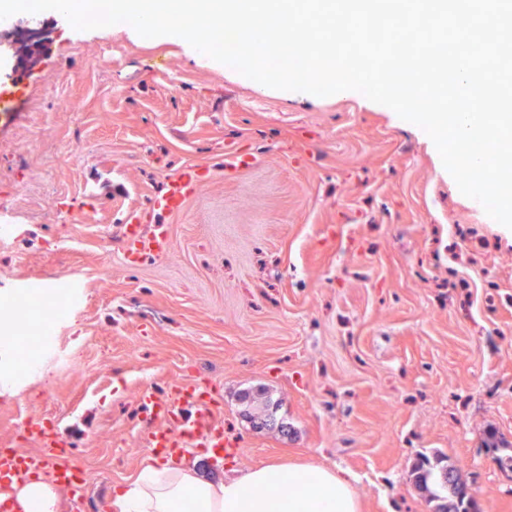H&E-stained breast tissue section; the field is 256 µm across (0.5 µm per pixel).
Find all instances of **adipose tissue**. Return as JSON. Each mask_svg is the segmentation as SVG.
<instances>
[{
	"mask_svg": "<svg viewBox=\"0 0 512 512\" xmlns=\"http://www.w3.org/2000/svg\"><path fill=\"white\" fill-rule=\"evenodd\" d=\"M18 512H53L56 492L41 479L13 486ZM115 512H360L352 476L341 469L271 463L215 480L187 461L153 460L118 488Z\"/></svg>",
	"mask_w": 512,
	"mask_h": 512,
	"instance_id": "ef3b65f1",
	"label": "adipose tissue"
}]
</instances>
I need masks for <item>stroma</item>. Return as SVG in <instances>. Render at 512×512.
<instances>
[{"label": "stroma", "mask_w": 512, "mask_h": 512, "mask_svg": "<svg viewBox=\"0 0 512 512\" xmlns=\"http://www.w3.org/2000/svg\"><path fill=\"white\" fill-rule=\"evenodd\" d=\"M0 127V446L55 421L90 486L56 512H108L149 460L142 389L221 396L240 451L200 473L277 461L339 467L361 512H432L412 469L455 467L479 512H512V229L462 195L430 137L344 91L276 90L132 26L37 19ZM254 167L225 170L227 158ZM176 214L150 200L185 168ZM168 227L127 263L119 230ZM55 319L22 367L29 304ZM500 446L487 447L488 435Z\"/></svg>", "instance_id": "obj_1"}]
</instances>
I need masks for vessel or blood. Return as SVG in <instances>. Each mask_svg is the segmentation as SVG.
Instances as JSON below:
<instances>
[{
  "mask_svg": "<svg viewBox=\"0 0 512 512\" xmlns=\"http://www.w3.org/2000/svg\"><path fill=\"white\" fill-rule=\"evenodd\" d=\"M200 172L187 168L168 182L164 193L155 197V209L175 213L199 186ZM125 257L134 262L144 257L163 255L168 248L165 225H155L151 234H142L138 225L125 227ZM143 399L151 406L152 426L144 433L145 447L165 455L178 453L187 447L220 448L224 445V425L217 413L220 403L214 391L190 383H175L165 397L144 392ZM23 430L39 444L38 451L27 452L16 448L0 450V481H23L34 475H44L73 498H81L88 489L86 478L80 477L77 467L71 465L65 454V445L56 438V432L42 420L31 419Z\"/></svg>",
  "mask_w": 512,
  "mask_h": 512,
  "instance_id": "b4317fda",
  "label": "vessel or blood"
}]
</instances>
